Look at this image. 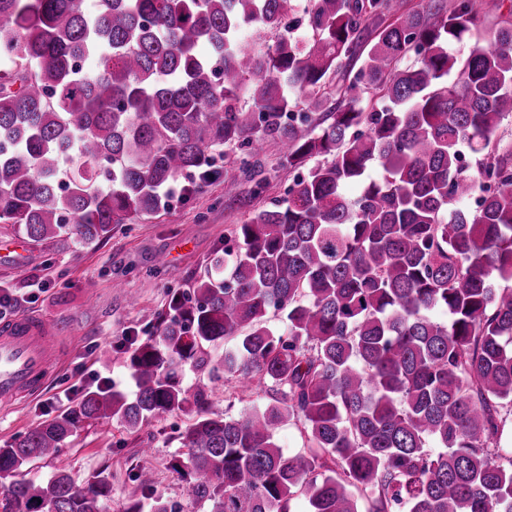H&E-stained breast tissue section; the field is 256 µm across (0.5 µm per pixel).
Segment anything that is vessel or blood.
<instances>
[{
	"instance_id": "vessel-or-blood-1",
	"label": "vessel or blood",
	"mask_w": 512,
	"mask_h": 512,
	"mask_svg": "<svg viewBox=\"0 0 512 512\" xmlns=\"http://www.w3.org/2000/svg\"><path fill=\"white\" fill-rule=\"evenodd\" d=\"M56 357L52 331L43 320L21 316L0 325V406L39 394Z\"/></svg>"
}]
</instances>
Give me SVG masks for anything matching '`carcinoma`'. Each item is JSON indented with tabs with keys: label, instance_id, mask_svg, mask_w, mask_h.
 Returning a JSON list of instances; mask_svg holds the SVG:
<instances>
[{
	"label": "carcinoma",
	"instance_id": "carcinoma-1",
	"mask_svg": "<svg viewBox=\"0 0 512 512\" xmlns=\"http://www.w3.org/2000/svg\"><path fill=\"white\" fill-rule=\"evenodd\" d=\"M294 2L0 0V223L33 243L92 244L181 178L250 203L268 140L296 172L136 342L133 400L90 388L0 447V512H105L108 476L24 467L84 423L176 412L172 468L209 512H512V20L451 49L504 0H306L305 46ZM247 27L270 42L245 50ZM187 365L269 401L216 412ZM290 421L306 448L286 455Z\"/></svg>",
	"mask_w": 512,
	"mask_h": 512
}]
</instances>
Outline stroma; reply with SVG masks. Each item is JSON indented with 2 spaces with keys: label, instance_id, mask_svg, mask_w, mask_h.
<instances>
[{
  "label": "stroma",
  "instance_id": "stroma-1",
  "mask_svg": "<svg viewBox=\"0 0 512 512\" xmlns=\"http://www.w3.org/2000/svg\"><path fill=\"white\" fill-rule=\"evenodd\" d=\"M279 154V146L270 142L260 155L267 187L254 208L280 201L293 178L279 167ZM248 210L225 197L224 183L217 180L190 199L171 200L167 212L113 225L91 245L74 238L35 245L13 225L0 224V289L14 296L11 314L42 317L57 336L59 350L41 393L0 408V446L56 416L64 407L61 394L78 399L84 367L111 378L113 390L134 395L128 367L132 340L146 337L172 291H188L223 249L230 226L245 220ZM160 258L165 267H157ZM184 384L192 389L215 385L213 409L233 417L267 401L260 386L244 389L234 378L214 380L190 368ZM186 422V415L171 414L132 433L114 421L83 425L55 457L31 465L30 475L44 479L65 470L83 485L107 474L112 484L108 512H125L134 500L147 503L154 497L176 504L180 512H203L186 480L171 468ZM144 468L153 474L148 492L137 479Z\"/></svg>",
  "mask_w": 512,
  "mask_h": 512
}]
</instances>
